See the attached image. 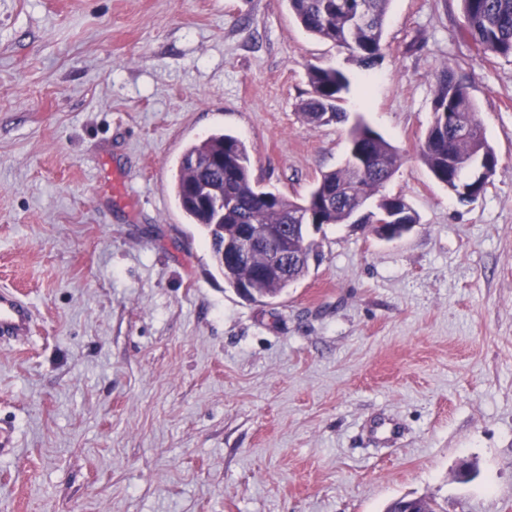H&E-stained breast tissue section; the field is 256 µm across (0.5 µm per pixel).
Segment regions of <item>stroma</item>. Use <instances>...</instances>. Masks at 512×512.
<instances>
[{
    "mask_svg": "<svg viewBox=\"0 0 512 512\" xmlns=\"http://www.w3.org/2000/svg\"><path fill=\"white\" fill-rule=\"evenodd\" d=\"M462 21L391 0L366 71L287 0H0V287L36 314L0 344V512H512V58ZM445 65L498 157L472 203L418 158ZM314 66L349 75L344 122L304 121ZM360 120L418 224L308 227L307 274L244 299L176 203L184 149L233 134L302 198Z\"/></svg>",
    "mask_w": 512,
    "mask_h": 512,
    "instance_id": "1",
    "label": "stroma"
}]
</instances>
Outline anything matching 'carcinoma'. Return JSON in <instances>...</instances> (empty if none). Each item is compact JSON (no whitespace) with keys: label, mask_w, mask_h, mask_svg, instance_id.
<instances>
[{"label":"carcinoma","mask_w":512,"mask_h":512,"mask_svg":"<svg viewBox=\"0 0 512 512\" xmlns=\"http://www.w3.org/2000/svg\"><path fill=\"white\" fill-rule=\"evenodd\" d=\"M390 0H288L296 21L311 35L330 41L350 51L361 68H374L382 60L383 24ZM366 8L368 20L361 23L356 16ZM461 32L477 50L512 57V0H461ZM310 97L302 103L304 119L316 125L341 122L344 112L339 107L350 86L349 77L341 70L312 67L308 71ZM432 111L458 112L469 128L465 137L456 136L450 128L430 124L420 151V160L440 183L455 186L458 165L474 155L496 161L481 122L478 108L468 87L454 79L448 67L437 76ZM351 150L364 153L367 163L357 167L349 162L336 170L324 172L308 197L295 201L278 192H268L253 179L251 162L245 143L238 137L216 132L184 151L174 175L175 199L185 218L198 225L209 242L215 268L232 288L249 285L264 292L280 294L305 275L309 263L292 265L288 280L274 283L267 279V258L262 252L252 256L251 263L235 265L221 261L223 241L236 236L239 227H266L270 224L300 223L304 205L319 214L320 224H342L361 199L383 198L382 206L401 214L399 223L416 224L418 217L401 195L383 192L403 163L402 155L382 135L368 125L358 123L349 133ZM224 186V216L217 217L191 195L194 184Z\"/></svg>","instance_id":"obj_1"}]
</instances>
